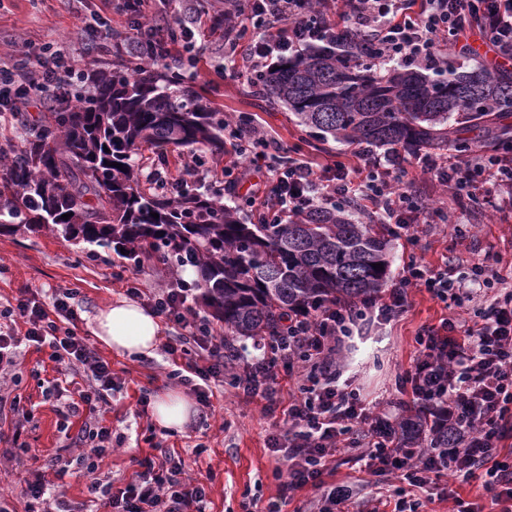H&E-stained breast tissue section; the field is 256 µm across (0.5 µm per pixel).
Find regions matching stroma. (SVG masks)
Returning <instances> with one entry per match:
<instances>
[{
    "label": "stroma",
    "mask_w": 512,
    "mask_h": 512,
    "mask_svg": "<svg viewBox=\"0 0 512 512\" xmlns=\"http://www.w3.org/2000/svg\"><path fill=\"white\" fill-rule=\"evenodd\" d=\"M99 17L119 31L126 25L119 0H0V61L14 62L15 45L25 40L35 52L47 43L65 49L91 71L127 69L133 60L131 53L98 49L93 25ZM181 19L202 50L199 74L191 85L203 103L228 115L250 113L269 138L299 154L317 156L325 163L339 156L353 157L355 146L309 140L287 107L268 101L261 88L243 80L224 79L223 31L211 29L196 13H182ZM396 168L403 183L423 203L446 200L443 186L422 174L413 155L402 154ZM487 254L512 263V213L471 203L464 207L459 224H423L417 241L394 239L391 275L399 277L413 256L439 265L455 256L471 260ZM124 263L110 248L81 240L68 242L47 230L0 235V303L14 300L23 291L40 299L53 289H75L77 318L72 329L88 338L94 315L126 294L125 282L112 276L114 268ZM453 314V309L428 293L412 292L406 312L386 324L364 327L361 336L346 339L338 360L348 365L354 387L369 400L385 401L395 394L418 350L416 336L421 327L439 324ZM175 333L172 326L162 325L160 346L150 356L130 358L98 347V354L111 362L116 382L105 424L124 441L112 455L96 460L91 475L76 462L86 451L76 441L83 417L71 418L68 431L60 432L54 404L43 397V387L56 375L49 349H26L21 381L8 392L33 411L34 418L22 433L32 452L0 463V496L7 499L11 512H25L26 502L17 492L25 480L37 474L50 481L55 492L78 501L86 497L89 477L123 486L138 471L140 459L155 456L147 442L152 434L184 458L207 485L206 512H242L246 502L254 512H266L273 502L281 512H317L318 496L311 488L283 493V480L275 474L278 459L267 447L275 417L263 413L260 403L247 399L242 391L227 386L216 392L212 410L197 411L179 432L155 428L151 412L141 411V393L154 397L179 385L178 380L166 376L169 365L163 350ZM59 454L71 462L63 474L50 465ZM327 480L352 482L355 493L350 512H371L377 489L373 478L355 464L351 452L337 453Z\"/></svg>",
    "instance_id": "stroma-1"
}]
</instances>
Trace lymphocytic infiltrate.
Masks as SVG:
<instances>
[{
    "label": "lymphocytic infiltrate",
    "instance_id": "obj_1",
    "mask_svg": "<svg viewBox=\"0 0 512 512\" xmlns=\"http://www.w3.org/2000/svg\"><path fill=\"white\" fill-rule=\"evenodd\" d=\"M152 0H138L126 43L134 57L165 65L177 50L192 53L193 33L173 18L154 25ZM212 28L223 30L231 59L228 78L259 84L284 59L333 42L348 34L354 47L369 45L370 63H397L436 73L448 70V50L478 31L500 57L512 61V0H224L222 10L208 13ZM89 77L61 49L44 48L11 66L0 65V112H17L30 104L77 97ZM224 143L229 157L223 179H215L197 152L184 163L181 182H168L160 170L148 178L179 198L182 185L205 184L216 199L230 198L259 206L265 223L277 224L283 212L369 201L379 223L405 235L418 224H455L448 207H422L389 165L362 152L356 161L330 164L268 152L258 127L247 117L225 118ZM423 170L443 183L451 196H485L512 207V148H487L454 165L424 157ZM495 256L470 261L461 270L451 262L430 266L411 258L400 277L382 293L357 303L337 300L317 312L293 314L276 336H262L254 347L259 358L228 349L226 341L190 303L191 289L180 283L143 292L138 268H122L116 277L135 297L147 298L165 322L181 329L165 346L174 362L171 378L191 387L197 402L211 408L214 387L231 383L260 399L266 412L282 414V429L267 445L282 453L280 473L289 488L312 487L320 494L319 512H345L351 486L325 479L329 463L342 449L356 451L374 477L394 475V512H419L409 489L424 490L434 479L475 483L502 512H512V289L502 286ZM425 290L448 307L470 308L466 318L443 319L423 327L418 352L398 394L377 408L345 379L336 357L345 339L374 321H389L406 311L412 290ZM73 289H57L51 304L20 296L0 308V387L15 380L22 346L49 347L62 377L81 375L78 398L65 401V417L88 413L80 434L99 458L112 450V430L95 418L109 407L114 377L86 338L70 329L77 317ZM295 378L293 392L282 393L279 370ZM426 415L436 433H447L444 448L408 447L406 426ZM125 486L99 479L86 485L102 512H205L206 486L189 477L184 459L164 454L147 457ZM27 512H85L82 503L52 492L42 478L19 491Z\"/></svg>",
    "mask_w": 512,
    "mask_h": 512
}]
</instances>
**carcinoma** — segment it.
I'll return each mask as SVG.
<instances>
[{"mask_svg": "<svg viewBox=\"0 0 512 512\" xmlns=\"http://www.w3.org/2000/svg\"><path fill=\"white\" fill-rule=\"evenodd\" d=\"M349 56L340 39L310 50L267 75L264 94L344 144L467 153L470 131L508 142L512 72L478 66L431 78L390 65L367 79ZM178 83L174 71L132 79L100 70L79 104L55 105L21 141L1 142L0 232L48 228L130 259L152 253L164 268L192 266L198 300L234 336H276L290 313L377 294L389 277L387 224H360L342 207L247 223L194 185L177 202L144 186L134 155L145 144L224 152V113L195 102L191 88L181 89L187 101L174 99Z\"/></svg>", "mask_w": 512, "mask_h": 512, "instance_id": "obj_1", "label": "carcinoma"}]
</instances>
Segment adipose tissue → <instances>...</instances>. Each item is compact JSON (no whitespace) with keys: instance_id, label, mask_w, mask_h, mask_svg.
Wrapping results in <instances>:
<instances>
[{"instance_id":"obj_1","label":"adipose tissue","mask_w":512,"mask_h":512,"mask_svg":"<svg viewBox=\"0 0 512 512\" xmlns=\"http://www.w3.org/2000/svg\"><path fill=\"white\" fill-rule=\"evenodd\" d=\"M160 331L158 316L127 298L117 299L101 309L92 329L101 344L130 357L153 354ZM193 410L194 403L184 392L171 389L154 400L152 418L160 428L180 431Z\"/></svg>"}]
</instances>
